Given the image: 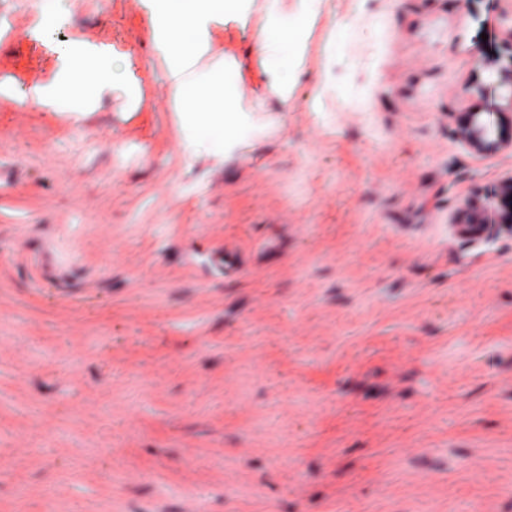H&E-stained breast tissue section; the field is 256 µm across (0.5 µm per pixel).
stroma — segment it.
I'll return each instance as SVG.
<instances>
[{"label": "stroma", "mask_w": 512, "mask_h": 512, "mask_svg": "<svg viewBox=\"0 0 512 512\" xmlns=\"http://www.w3.org/2000/svg\"><path fill=\"white\" fill-rule=\"evenodd\" d=\"M5 6L0 512H512V235L456 230L512 152L450 135L489 0H322L285 101L258 5L211 17L221 153L157 0ZM225 114L205 111L188 112L186 121L206 145L224 151L228 131L238 126L242 115L241 96L234 85L224 83ZM204 130L206 135H202Z\"/></svg>", "instance_id": "35a3bbf8"}]
</instances>
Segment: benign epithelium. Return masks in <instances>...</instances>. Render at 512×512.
Wrapping results in <instances>:
<instances>
[{"label": "benign epithelium", "mask_w": 512, "mask_h": 512, "mask_svg": "<svg viewBox=\"0 0 512 512\" xmlns=\"http://www.w3.org/2000/svg\"><path fill=\"white\" fill-rule=\"evenodd\" d=\"M473 90L485 100L479 111L459 113L453 137L471 152L492 156L512 150V113L503 112L495 102V89L473 81ZM460 233L466 237L483 232L512 234V177L494 189L466 199L457 213Z\"/></svg>", "instance_id": "obj_1"}]
</instances>
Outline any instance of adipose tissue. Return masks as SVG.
<instances>
[{"instance_id":"obj_1","label":"adipose tissue","mask_w":512,"mask_h":512,"mask_svg":"<svg viewBox=\"0 0 512 512\" xmlns=\"http://www.w3.org/2000/svg\"><path fill=\"white\" fill-rule=\"evenodd\" d=\"M241 0H162L165 27L169 36L171 56L169 77L176 92L188 94L197 83L198 63L202 57L197 36L206 19L215 11L235 10ZM259 45L275 72L271 90L281 98H288L294 79L303 70L305 40L320 10V0H300L299 21L295 29L282 31L279 0H264ZM215 83L224 87L225 110L190 112L189 126L202 135L206 145L220 149L227 143L228 132L238 126L242 115L241 97L234 86L225 84L223 71H216Z\"/></svg>"}]
</instances>
